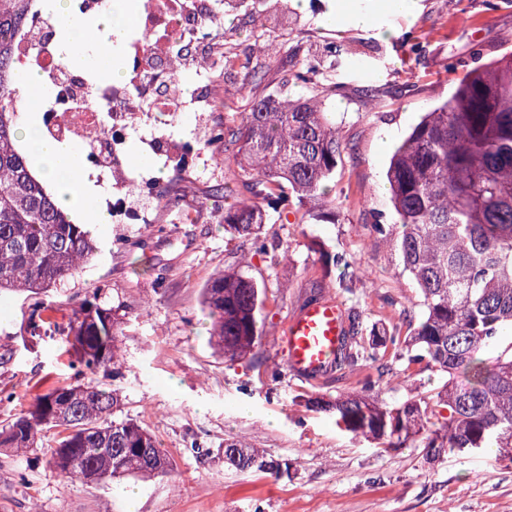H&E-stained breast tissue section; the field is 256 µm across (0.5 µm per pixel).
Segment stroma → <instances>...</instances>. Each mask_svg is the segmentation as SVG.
Instances as JSON below:
<instances>
[{
  "label": "stroma",
  "mask_w": 512,
  "mask_h": 512,
  "mask_svg": "<svg viewBox=\"0 0 512 512\" xmlns=\"http://www.w3.org/2000/svg\"><path fill=\"white\" fill-rule=\"evenodd\" d=\"M309 2L269 0L258 15L246 0L225 14L222 30L241 59L256 57L269 37L280 38L285 55H313L334 40L348 47L326 72L341 87L328 107L349 147L331 185L335 223L291 211L270 216L259 245L225 234L224 200L211 191L226 185L243 197L247 190L226 163L236 145L211 144L207 135L217 123L241 124L248 110L241 68L220 76L223 92L208 111L150 113L129 149L146 155L145 170L171 189L138 205L153 228L97 225V258L42 296L53 323L46 334H29L33 298L0 295V428L50 387L96 380L119 397L114 419L136 420L156 436L171 472L98 485L63 479L47 465L56 446L49 431L28 452L0 448V512H512V462L498 451L436 459L410 444L386 451L312 404L360 393L363 378L376 374L379 397L395 405L437 392L441 374L404 376L388 355L313 387L292 378L275 343L288 316L324 291L368 330L403 331L418 319L414 283L371 230L392 221L385 171L396 143L422 112L447 100L459 73L512 49V0H412L405 9L396 0ZM328 12L335 26L323 25ZM359 14L367 24H354ZM452 62L457 71H448ZM165 138L200 141L195 166L181 169L155 152L152 142ZM326 253L357 262L348 286L341 270L324 271ZM227 267L266 288L253 359L228 360L209 342L201 289ZM96 289L125 317L120 368L110 376L80 371L61 331L71 308ZM232 438L287 472L273 478L225 468L222 446Z\"/></svg>",
  "instance_id": "obj_1"
}]
</instances>
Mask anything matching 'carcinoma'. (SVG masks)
<instances>
[{"label": "carcinoma", "instance_id": "obj_1", "mask_svg": "<svg viewBox=\"0 0 512 512\" xmlns=\"http://www.w3.org/2000/svg\"><path fill=\"white\" fill-rule=\"evenodd\" d=\"M31 0H0V295L43 294L74 277L98 254L91 226L75 223L27 165L17 147L19 93L13 45ZM242 79L251 93L278 51H262ZM297 82L308 83L319 59L296 62ZM284 94L252 99L241 126L224 134L237 144L226 162L237 168L251 196L224 187V232L259 241L262 224L290 208L333 221L329 184L347 143L328 112L325 95ZM386 179L393 223L372 230L399 258L401 273L418 290L420 316L405 334L363 336L359 316L348 315V344L339 371L376 360L391 344L406 367L445 377L431 397L389 405L364 384L366 395L325 404L355 435L386 448L412 442L439 457L470 448H512V344L494 359L485 352L512 329V51L456 82L445 102L424 113L391 157ZM224 356L250 354L261 344L259 321L265 290L241 269L230 268L203 288ZM37 303L28 329L48 324ZM122 317L100 303V293L72 308L68 335L86 369L108 370L118 357ZM117 395L94 382L57 386L37 395L28 410L0 430L1 448H34L44 431L57 429L50 465L63 478L107 483L125 477L166 476L171 464L155 435L133 419L108 420ZM446 409L445 416L441 410ZM224 466L275 478L282 464L236 439L224 441Z\"/></svg>", "mask_w": 512, "mask_h": 512}]
</instances>
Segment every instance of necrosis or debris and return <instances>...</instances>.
I'll use <instances>...</instances> for the list:
<instances>
[{
  "mask_svg": "<svg viewBox=\"0 0 512 512\" xmlns=\"http://www.w3.org/2000/svg\"><path fill=\"white\" fill-rule=\"evenodd\" d=\"M222 13L220 0H140L138 28L140 40L131 45L126 57L127 70L145 72L142 85L116 86L112 89L111 111L98 98L86 97L88 76L66 72L52 85L51 103L42 115V130L56 139H68L86 145L90 167H102L105 158L123 156L130 135L148 112L135 106L137 97L158 95L171 99L173 71L171 59L185 54L189 47L216 40L221 30L215 19ZM55 38L53 24L37 8H29L24 27L14 41L13 61L23 67L46 70L55 63L51 46ZM118 193L108 195L106 205L116 224H145L148 216L129 207L130 196L154 198L162 187L153 176L128 178L116 174Z\"/></svg>",
  "mask_w": 512,
  "mask_h": 512,
  "instance_id": "1",
  "label": "necrosis or debris"
}]
</instances>
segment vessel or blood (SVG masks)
I'll use <instances>...</instances> for the list:
<instances>
[{
  "label": "vessel or blood",
  "instance_id": "1",
  "mask_svg": "<svg viewBox=\"0 0 512 512\" xmlns=\"http://www.w3.org/2000/svg\"><path fill=\"white\" fill-rule=\"evenodd\" d=\"M348 332L347 314L328 292L302 304L287 319L276 344L294 379L318 386L336 373Z\"/></svg>",
  "mask_w": 512,
  "mask_h": 512
}]
</instances>
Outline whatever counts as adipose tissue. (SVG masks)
Here are the masks:
<instances>
[{
	"label": "adipose tissue",
	"mask_w": 512,
	"mask_h": 512,
	"mask_svg": "<svg viewBox=\"0 0 512 512\" xmlns=\"http://www.w3.org/2000/svg\"><path fill=\"white\" fill-rule=\"evenodd\" d=\"M136 21V0H112L108 13L69 22L60 42L63 61L74 70L92 69L112 79H121L123 72L115 64L110 47L121 43ZM16 80L24 107L19 143L28 154L35 174L62 208L80 223H104L105 214L97 202L100 189L90 179L77 147L67 140L43 136L40 130L39 106L51 94L49 84L30 68L20 69Z\"/></svg>",
	"instance_id": "adipose-tissue-1"
}]
</instances>
